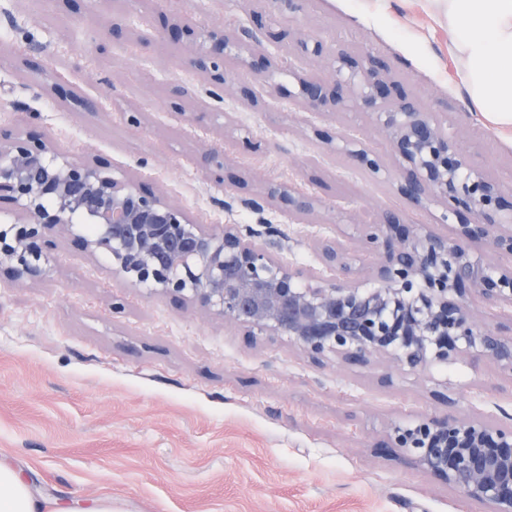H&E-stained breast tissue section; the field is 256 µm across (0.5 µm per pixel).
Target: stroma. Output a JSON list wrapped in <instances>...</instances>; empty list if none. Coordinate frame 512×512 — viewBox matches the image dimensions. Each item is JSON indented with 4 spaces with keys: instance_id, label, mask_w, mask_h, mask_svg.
<instances>
[{
    "instance_id": "obj_1",
    "label": "stroma",
    "mask_w": 512,
    "mask_h": 512,
    "mask_svg": "<svg viewBox=\"0 0 512 512\" xmlns=\"http://www.w3.org/2000/svg\"><path fill=\"white\" fill-rule=\"evenodd\" d=\"M176 24L189 31L173 42ZM273 26L289 38L247 51V65L226 60L222 101L183 65L202 30ZM309 36L380 61L512 186V127L469 104L444 0H305L275 23L265 0H0V131L100 161L205 227L279 225L304 268L320 267L318 240L354 244L355 220L373 213L449 234L439 208L399 195V165L367 114L316 116L288 98L298 78L329 73L297 53ZM178 100L205 121H183ZM347 137L379 154V173L353 165ZM219 143L224 169L206 168ZM271 180L319 197L309 224L273 202L239 205ZM51 265L36 281L0 274V460L41 493L66 505L108 494L115 512H486L379 442L427 415L512 423V381L495 365L393 378L377 364L318 368L285 339L114 276L72 238L56 240Z\"/></svg>"
}]
</instances>
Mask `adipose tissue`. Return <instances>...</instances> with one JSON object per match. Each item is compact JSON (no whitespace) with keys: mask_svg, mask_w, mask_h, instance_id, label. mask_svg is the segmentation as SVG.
Instances as JSON below:
<instances>
[{"mask_svg":"<svg viewBox=\"0 0 512 512\" xmlns=\"http://www.w3.org/2000/svg\"><path fill=\"white\" fill-rule=\"evenodd\" d=\"M448 36L465 68L472 106L491 121L512 126V0H446ZM0 512H114L111 496L91 507L65 510L0 461Z\"/></svg>","mask_w":512,"mask_h":512,"instance_id":"ef3b65f1","label":"adipose tissue"}]
</instances>
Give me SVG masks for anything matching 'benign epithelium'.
Instances as JSON below:
<instances>
[{
	"label": "benign epithelium",
	"mask_w": 512,
	"mask_h": 512,
	"mask_svg": "<svg viewBox=\"0 0 512 512\" xmlns=\"http://www.w3.org/2000/svg\"><path fill=\"white\" fill-rule=\"evenodd\" d=\"M277 17L296 15L305 0H266ZM284 34L249 31L230 38L203 34L210 47L193 50L188 67L210 77L206 93L224 88V50L242 51ZM300 52L326 61L331 76L298 80L294 97L310 112L359 109L371 117L390 155L407 164L398 193L409 205L442 206L456 221L451 234L406 224L388 212L357 224V247L337 239L321 248L323 271L300 269L278 256L287 239L274 224H226L208 230L161 195L112 177L101 167L71 160L47 140L17 135L0 140V200L11 201L18 221L0 227V267L16 278L50 271L43 248L63 234L75 236L91 257H105L112 273L152 284L178 301L213 311L251 336H277L315 366L378 362L394 374L424 375L436 364L468 360L494 364L512 381V325L477 321L476 304L512 308V188L492 181L448 131V119L397 91L373 60H358L317 37ZM343 152L356 166L378 173L379 155L353 138ZM278 201L288 217L316 212L321 201L285 182L270 181L241 206L263 209ZM92 224L75 233V219ZM479 241L483 250L473 249ZM376 258L364 267L362 258ZM507 257L511 263L489 261ZM378 283L362 288L361 275ZM386 448H399L421 470L488 512H512V424L482 416H425L395 426Z\"/></svg>",
	"instance_id": "obj_1"
}]
</instances>
